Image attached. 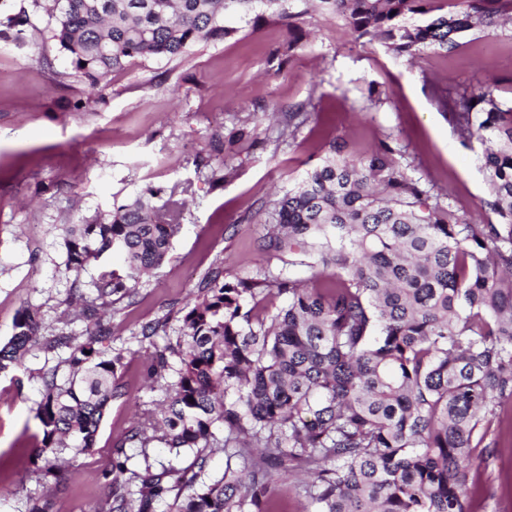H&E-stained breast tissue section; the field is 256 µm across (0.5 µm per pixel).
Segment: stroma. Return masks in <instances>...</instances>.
Wrapping results in <instances>:
<instances>
[{"label":"stroma","mask_w":512,"mask_h":512,"mask_svg":"<svg viewBox=\"0 0 512 512\" xmlns=\"http://www.w3.org/2000/svg\"><path fill=\"white\" fill-rule=\"evenodd\" d=\"M287 4L303 13L304 38L284 59L273 54L285 48L286 29L272 19L255 22L265 7L254 0L250 11L226 10L233 34L193 47L184 59H129L101 81L94 92L104 102L87 112L69 108L93 90L71 78L68 59L45 32L48 16H41L40 32L0 41V341L12 335L27 303L40 308L46 333L65 325L84 330L64 303L63 225L111 211L151 186H166L187 203L167 259L133 300L112 306L121 394L106 411L95 447L76 457L73 471L45 475L35 451L42 428L33 406L40 374L56 363L52 354L33 349L15 371L0 374V512H28L30 499L43 496L50 512H97L116 443L165 396L164 381L150 379L148 366L178 336L174 316L194 304L211 266L223 264L228 279L253 277L263 267L309 277L308 268L288 267L287 256L266 249L264 206L293 187L332 139L343 138L353 157L394 141L405 172L449 199L458 216L496 222L481 207L490 193L478 161L482 146L461 136L439 94L488 87L511 101L512 21L468 36L453 52L408 59L388 54L379 41L354 39L342 18L322 14L314 0ZM372 87L381 92L375 104L367 99ZM306 100L314 105L308 122L295 138L279 140L274 111ZM244 119L259 143L225 151L237 174L213 184L195 161L211 154L214 134ZM164 317L167 335L143 338L142 326ZM474 444L470 512H512V398L482 416ZM125 453L128 468L166 465L204 482L221 477L226 461L223 449H213L200 472L193 455L174 457L157 441L147 452L130 444ZM273 476L275 512H314L304 493L310 468L282 466Z\"/></svg>","instance_id":"stroma-1"}]
</instances>
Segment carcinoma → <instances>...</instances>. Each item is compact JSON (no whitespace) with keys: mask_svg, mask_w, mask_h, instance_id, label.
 I'll return each mask as SVG.
<instances>
[{"mask_svg":"<svg viewBox=\"0 0 512 512\" xmlns=\"http://www.w3.org/2000/svg\"><path fill=\"white\" fill-rule=\"evenodd\" d=\"M256 1L290 35L298 32L300 14L286 0H234L245 8ZM226 2L31 0L8 17L0 40L39 31L43 8L74 75L95 87L130 58L181 59L197 44L224 39L233 32L224 24ZM315 2L356 38L409 58L452 51L512 12V0H448L446 8L435 0ZM440 101L464 138L490 143L480 163L492 194L482 207L498 222L460 218L402 170L386 141L357 158L344 154V143L329 142L319 162L265 206L264 223L274 225L267 248L311 276L303 282L262 270L226 281L219 266L204 275L179 336L150 366L151 376L170 378L162 408L148 429L117 444L97 512H153L170 494L169 512H272L271 469L284 463L315 466L305 493L317 512H469L479 414L512 397V103L466 87L446 90ZM309 117L308 104L291 107L279 138L295 135ZM196 166L220 183L233 176L204 158ZM183 205L167 188L151 187L108 213L64 225L70 290L91 289L83 306L88 328L46 336L39 308L28 305L0 344V373L36 346L65 352L41 375L33 407L42 426L36 451L49 467L94 448L119 392L120 357L108 345L105 315L164 261ZM112 252L124 255L121 269L81 280L91 262ZM329 269L336 279L323 285ZM264 292L287 302L255 316L246 302ZM153 440L177 454L196 452L200 470L205 451L220 446L224 473L185 495L167 481V468L129 471L121 459L126 443L145 448ZM254 448L262 449L256 459ZM234 458L243 465H232ZM128 472L138 482L135 499L118 492Z\"/></svg>","mask_w":512,"mask_h":512,"instance_id":"carcinoma-1","label":"carcinoma"}]
</instances>
